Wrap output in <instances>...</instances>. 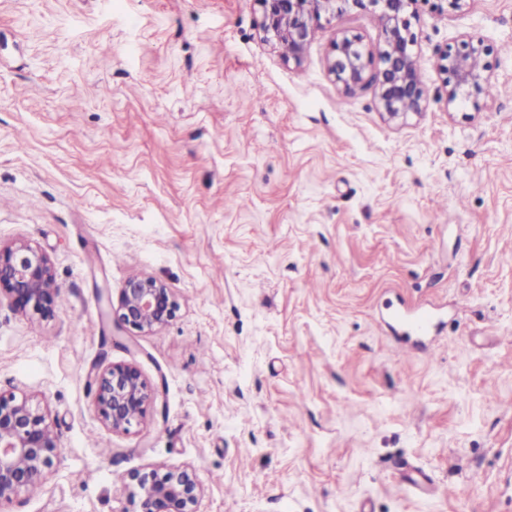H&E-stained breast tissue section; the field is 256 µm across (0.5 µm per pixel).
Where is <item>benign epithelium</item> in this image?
I'll list each match as a JSON object with an SVG mask.
<instances>
[{
  "mask_svg": "<svg viewBox=\"0 0 512 512\" xmlns=\"http://www.w3.org/2000/svg\"><path fill=\"white\" fill-rule=\"evenodd\" d=\"M262 9L265 40L284 55L301 59L321 20L331 21L354 6L381 8L383 45L373 53L354 34L342 33L332 43L328 70L349 89L365 80L373 60L382 114L391 122L423 111L425 90L417 79V62L409 50L415 41L406 10L415 0H257ZM490 48L476 34L463 36L460 47L444 51L439 68L446 74L448 102L463 97L478 105L491 76L484 57ZM59 288L49 258L21 242L0 248V296L21 313L43 318L54 314ZM178 305L170 288L150 276H134L121 288L112 308V327L119 334L149 333L176 318ZM155 392L132 364L111 365L97 374L95 403L101 422L114 432L126 431L145 418ZM59 444L46 414L27 397L0 394V504L22 492L38 490L55 473ZM138 512H196L200 488L186 469L164 474L153 470L135 476Z\"/></svg>",
  "mask_w": 512,
  "mask_h": 512,
  "instance_id": "benign-epithelium-1",
  "label": "benign epithelium"
}]
</instances>
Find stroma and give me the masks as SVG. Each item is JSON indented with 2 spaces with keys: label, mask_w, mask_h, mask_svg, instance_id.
Here are the masks:
<instances>
[{
  "label": "stroma",
  "mask_w": 512,
  "mask_h": 512,
  "mask_svg": "<svg viewBox=\"0 0 512 512\" xmlns=\"http://www.w3.org/2000/svg\"><path fill=\"white\" fill-rule=\"evenodd\" d=\"M414 9L426 102L395 125L377 66L328 71L337 33L382 44L372 11L294 61L256 0H0V245L59 287L46 319L0 302V392L63 449L0 512H137L132 474L181 467L196 512H512V0ZM468 32L476 107L438 67ZM136 275L179 311L119 338L105 300ZM394 308L439 324L417 345ZM113 364L158 394L125 432L95 406Z\"/></svg>",
  "instance_id": "obj_1"
}]
</instances>
